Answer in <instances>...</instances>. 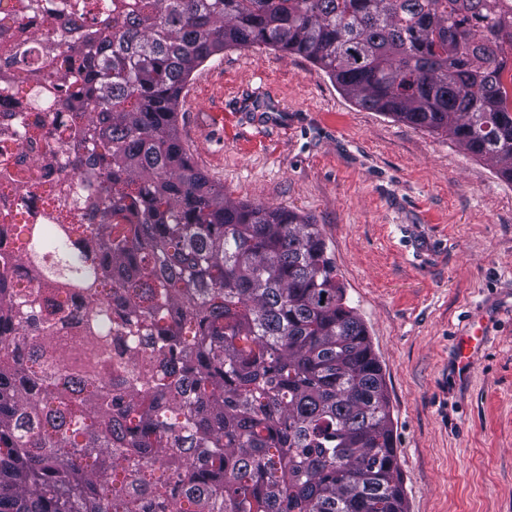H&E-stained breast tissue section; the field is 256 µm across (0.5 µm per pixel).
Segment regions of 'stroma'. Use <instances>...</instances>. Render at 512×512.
I'll return each mask as SVG.
<instances>
[{
  "label": "stroma",
  "instance_id": "1",
  "mask_svg": "<svg viewBox=\"0 0 512 512\" xmlns=\"http://www.w3.org/2000/svg\"><path fill=\"white\" fill-rule=\"evenodd\" d=\"M177 127L233 199L319 225L383 366L407 512H512V183L271 47L205 61ZM476 318L488 343L459 379ZM482 335L476 330L472 334L459 337L454 360V370L459 378H466L469 375L473 357L484 344Z\"/></svg>",
  "mask_w": 512,
  "mask_h": 512
}]
</instances>
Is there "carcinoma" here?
Here are the masks:
<instances>
[{
  "mask_svg": "<svg viewBox=\"0 0 512 512\" xmlns=\"http://www.w3.org/2000/svg\"><path fill=\"white\" fill-rule=\"evenodd\" d=\"M0 105L41 101L73 176L0 233V512H407L389 397L319 225L233 200L176 129L227 47L301 56L362 108L512 182L504 0H14ZM34 280L50 296L9 287Z\"/></svg>",
  "mask_w": 512,
  "mask_h": 512,
  "instance_id": "cac0c4a2",
  "label": "carcinoma"
}]
</instances>
